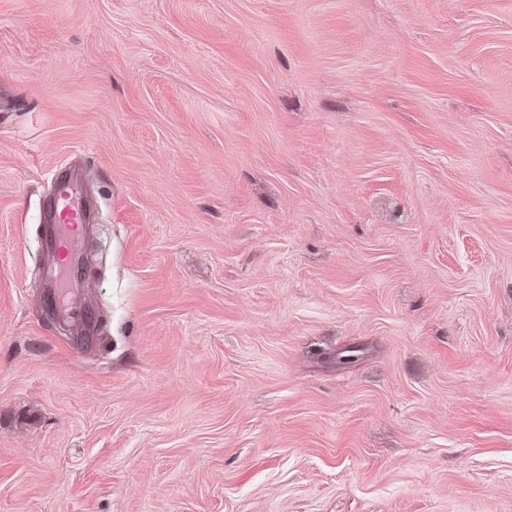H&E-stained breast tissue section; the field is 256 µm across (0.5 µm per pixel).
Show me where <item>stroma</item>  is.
<instances>
[{"label": "stroma", "mask_w": 512, "mask_h": 512, "mask_svg": "<svg viewBox=\"0 0 512 512\" xmlns=\"http://www.w3.org/2000/svg\"><path fill=\"white\" fill-rule=\"evenodd\" d=\"M0 512H512V0H0ZM52 220L55 223L48 242L58 269L71 268L76 252V242L86 223L85 214L77 201L73 185L61 178L53 202Z\"/></svg>", "instance_id": "stroma-1"}]
</instances>
